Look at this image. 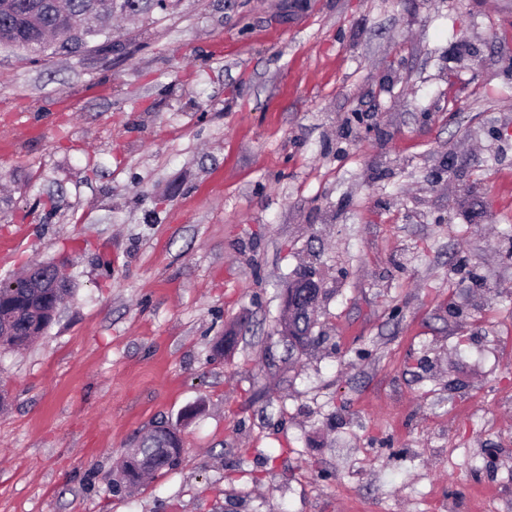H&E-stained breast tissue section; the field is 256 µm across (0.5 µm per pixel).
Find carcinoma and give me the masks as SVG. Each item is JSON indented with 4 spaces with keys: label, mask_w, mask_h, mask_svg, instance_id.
<instances>
[{
    "label": "carcinoma",
    "mask_w": 512,
    "mask_h": 512,
    "mask_svg": "<svg viewBox=\"0 0 512 512\" xmlns=\"http://www.w3.org/2000/svg\"><path fill=\"white\" fill-rule=\"evenodd\" d=\"M9 9H0V48L23 51L34 60L46 61L60 53L75 54L91 40L105 36L112 37V14L106 0H64L68 15L74 17L72 35L64 41L48 39L55 32L57 0H0ZM95 13L98 25L95 29L82 27L83 15ZM28 277H17L0 282V324L8 328L7 334L0 335V348L15 349L26 345L42 335L51 321L47 308L36 301L35 289L27 287ZM281 327L291 332V341L302 351L306 350L313 324L304 320H294V313L281 322ZM178 428L168 424L154 427L137 446L141 451L128 453L115 486L125 487L136 483L144 474L172 470L177 467L182 453L174 448L160 449L162 441Z\"/></svg>",
    "instance_id": "1"
}]
</instances>
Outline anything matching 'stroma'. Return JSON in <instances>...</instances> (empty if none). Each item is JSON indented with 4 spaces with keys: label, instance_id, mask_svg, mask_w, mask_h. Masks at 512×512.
Returning <instances> with one entry per match:
<instances>
[{
    "label": "stroma",
    "instance_id": "obj_1",
    "mask_svg": "<svg viewBox=\"0 0 512 512\" xmlns=\"http://www.w3.org/2000/svg\"><path fill=\"white\" fill-rule=\"evenodd\" d=\"M112 40L0 50V280L76 288L0 351V512H512V0H167ZM161 422L180 465L114 491ZM285 288L283 296L288 307L293 309L295 304H299L315 319L321 293L319 284L311 277H302L288 282ZM285 308L288 312V316L281 322L280 326L284 329H287L291 332L292 336H288V333L284 331V329H280L279 332L282 336H288L291 341L301 350L304 351L307 349L310 341L311 330L315 324V321L309 323L308 321H304L298 319V321H294V313L289 310L286 305ZM293 322V323H292ZM292 323V324H291Z\"/></svg>",
    "mask_w": 512,
    "mask_h": 512
}]
</instances>
